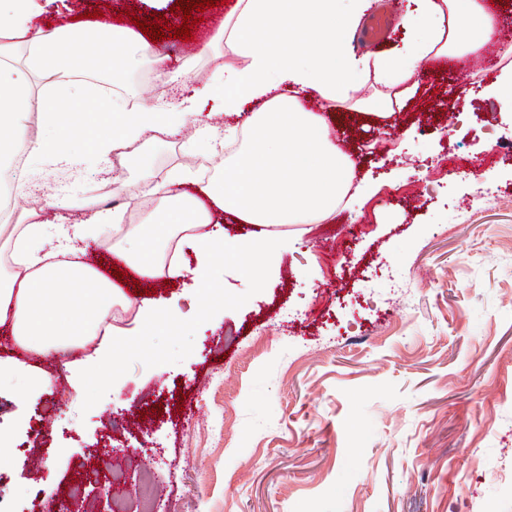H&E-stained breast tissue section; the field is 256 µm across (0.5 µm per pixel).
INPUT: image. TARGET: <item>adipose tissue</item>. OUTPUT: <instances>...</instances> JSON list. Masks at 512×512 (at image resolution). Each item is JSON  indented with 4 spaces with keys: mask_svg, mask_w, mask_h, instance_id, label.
<instances>
[{
    "mask_svg": "<svg viewBox=\"0 0 512 512\" xmlns=\"http://www.w3.org/2000/svg\"><path fill=\"white\" fill-rule=\"evenodd\" d=\"M236 0L223 25L207 42L214 49L230 40L245 64L217 70L177 106L167 125L174 136L186 124L195 128L194 147L217 151L237 131L217 125L223 116H245L252 135L218 180H197L192 168L175 174L179 192H161L152 175H145L144 195L162 194L163 204L136 225V249L123 259L145 277L156 276L171 234L182 224H204L208 230L192 242L198 264L193 271L203 290H214L212 276L218 258L246 257L261 263L272 243L264 228L270 224H304L327 218L348 192L350 165L330 140L324 118L305 111L301 93L313 91L336 103L351 100L362 73L375 72L386 86L383 96L369 99L383 114L399 111L411 93L409 82L418 65L447 55L449 49L480 53L498 34L496 16L486 0H414L406 14L418 37L396 54L372 59L355 57L348 35L370 0ZM0 8V189L27 196L24 181L8 180L15 157L46 158L55 172L72 169L68 143L81 130L101 164L119 141L133 143L155 131L152 109L105 124L102 115L117 110L116 102L90 94L80 77L87 69L112 68L113 41L108 24L97 26L92 51L73 52L75 30L61 26L42 31L34 23L35 0H7ZM22 65H9L16 53ZM49 86L46 94L32 90L33 79ZM41 113L55 134L30 140L26 118ZM256 233L244 239L225 237L213 225L206 201ZM90 210L89 222L106 225L111 212L93 209L90 200L72 201L46 194L40 209L27 214L20 236V262L0 279V322H11L17 345L47 355L63 344H76L96 330L116 301L111 283L73 263L89 235L85 225L57 224L43 219L44 211ZM88 222V223H89Z\"/></svg>",
    "mask_w": 512,
    "mask_h": 512,
    "instance_id": "obj_1",
    "label": "adipose tissue"
}]
</instances>
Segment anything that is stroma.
Here are the masks:
<instances>
[{
  "label": "stroma",
  "mask_w": 512,
  "mask_h": 512,
  "mask_svg": "<svg viewBox=\"0 0 512 512\" xmlns=\"http://www.w3.org/2000/svg\"><path fill=\"white\" fill-rule=\"evenodd\" d=\"M175 3L38 0L39 22L97 10L131 31L154 14L177 26ZM226 12L204 9L194 57L169 35L151 51L198 86L242 66L231 44L204 49ZM126 54L111 94L124 111L154 104L152 88L172 94L138 44ZM468 61L421 63L389 119L320 101L331 140L358 162L359 199L270 232L256 278L217 261L221 286L206 295L192 275L160 285L128 268L116 287L133 305L170 303L148 345L130 336L138 319L123 322L111 357L99 340L75 347L60 388L48 357L22 352L47 382L0 379L11 512H512V123L485 92L496 72L464 84ZM191 135L141 140L108 174L74 135L63 192L126 215L143 162L158 178L178 171ZM462 156L473 167L449 170ZM131 230L112 223L90 241L94 269L119 265Z\"/></svg>",
  "instance_id": "1"
}]
</instances>
